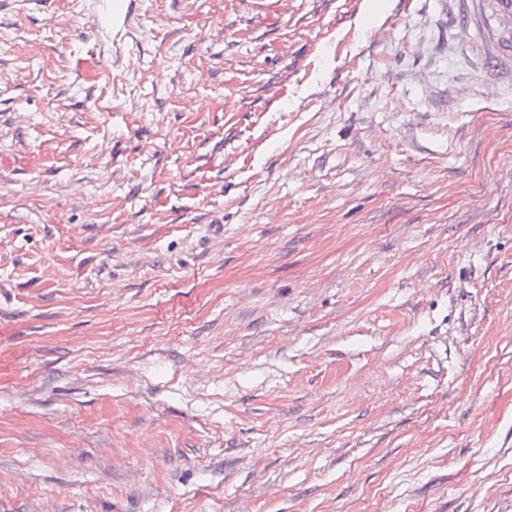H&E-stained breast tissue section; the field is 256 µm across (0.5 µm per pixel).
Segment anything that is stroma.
I'll return each mask as SVG.
<instances>
[{
  "label": "stroma",
  "mask_w": 512,
  "mask_h": 512,
  "mask_svg": "<svg viewBox=\"0 0 512 512\" xmlns=\"http://www.w3.org/2000/svg\"><path fill=\"white\" fill-rule=\"evenodd\" d=\"M485 23L0 0V512H512Z\"/></svg>",
  "instance_id": "35a3bbf8"
}]
</instances>
